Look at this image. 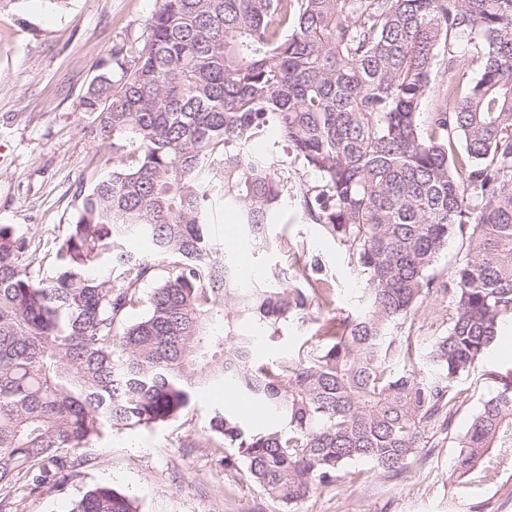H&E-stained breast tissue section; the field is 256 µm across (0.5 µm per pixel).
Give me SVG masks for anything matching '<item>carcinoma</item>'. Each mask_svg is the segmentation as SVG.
Returning a JSON list of instances; mask_svg holds the SVG:
<instances>
[{
	"label": "carcinoma",
	"mask_w": 512,
	"mask_h": 512,
	"mask_svg": "<svg viewBox=\"0 0 512 512\" xmlns=\"http://www.w3.org/2000/svg\"><path fill=\"white\" fill-rule=\"evenodd\" d=\"M81 108L113 166L82 193L53 270L34 273L30 241L0 225V508L17 481L37 492L105 431L175 422L216 383L274 417L254 431L226 406L211 412L215 447L233 449L224 469L286 506L363 477L347 470L356 461L398 475L426 427L451 424L466 402L456 380L512 316V0H158L143 41L112 48ZM266 129L286 157L251 149ZM301 172L314 180L299 215L364 283L346 316L321 260L245 285L207 236L213 209L233 204L243 243L271 249ZM132 235L165 275L125 249ZM150 280L147 312L127 323ZM438 299L447 332L414 335ZM315 311L296 353L255 365L257 338ZM457 447V498L492 512L464 490L512 471V376ZM71 512L138 506L98 485Z\"/></svg>",
	"instance_id": "obj_1"
}]
</instances>
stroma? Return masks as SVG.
Wrapping results in <instances>:
<instances>
[{
	"instance_id": "35a3bbf8",
	"label": "stroma",
	"mask_w": 512,
	"mask_h": 512,
	"mask_svg": "<svg viewBox=\"0 0 512 512\" xmlns=\"http://www.w3.org/2000/svg\"><path fill=\"white\" fill-rule=\"evenodd\" d=\"M157 2L0 0V224L30 239L42 270L54 263L81 191L112 168L111 150L98 148L84 130L80 100L114 45L141 43ZM269 234L273 250L251 255L245 278L316 257L336 289L338 312L353 310L360 288L353 264L316 225L300 219L291 196H283ZM313 331L309 320L282 323L277 341L261 340L257 356L278 360ZM506 366H512V321L503 324L486 358L458 379L468 400L450 432L427 430L402 474L359 461L363 480H342L291 508L220 465L222 451L207 435L211 408L224 399L220 386L199 391L187 419L132 433L110 431L77 451L73 468L55 475L52 487L34 493L21 480L11 499L18 512H69L85 491L105 484L133 498L139 512H467L466 503L448 505L456 439L497 391L496 374Z\"/></svg>"
}]
</instances>
